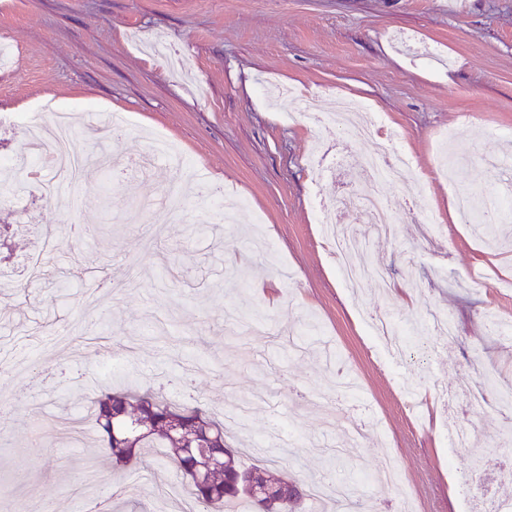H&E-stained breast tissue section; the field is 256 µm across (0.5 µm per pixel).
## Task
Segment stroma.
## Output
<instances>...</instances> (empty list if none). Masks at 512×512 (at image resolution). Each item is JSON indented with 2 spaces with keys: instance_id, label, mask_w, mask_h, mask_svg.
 I'll return each mask as SVG.
<instances>
[{
  "instance_id": "stroma-1",
  "label": "stroma",
  "mask_w": 512,
  "mask_h": 512,
  "mask_svg": "<svg viewBox=\"0 0 512 512\" xmlns=\"http://www.w3.org/2000/svg\"><path fill=\"white\" fill-rule=\"evenodd\" d=\"M1 45L11 59L0 62V157L26 150L28 121L49 123L38 106L52 101L78 109L81 152L91 130L123 120L109 153L120 165L143 159L145 172L109 183L89 173L71 208L35 197L0 206V409L13 416L0 424V512H75L126 482L117 512H181L160 450L116 471L98 462L90 422L75 440L46 431L122 375L219 416L233 397L265 392L246 432L225 429L242 465L299 480L333 473L351 486L352 512L512 502V441L494 388L457 413L478 432L485 500L456 491L470 457L450 447L433 393L476 369L512 384V247L489 250L448 211L455 190L492 196L512 182L499 167L512 159V0H0ZM344 95L372 108L418 176L385 187L391 233L345 212L367 243L355 262L388 282L355 295L317 211L354 195L377 145L359 126L302 115L306 97L330 108ZM158 133L188 168L148 160ZM317 157L325 171L312 168ZM179 176L220 184L248 209L193 235L206 218L196 194L179 215L144 204ZM430 213L440 222L429 234ZM114 214L124 222L103 246L110 264L93 240L45 252V228L61 237ZM137 224L159 225L150 247L132 238ZM228 307L264 318L266 333L231 335ZM429 310L454 323L452 344L422 325ZM369 312L392 316L403 355L375 350ZM389 456L405 492L367 478Z\"/></svg>"
}]
</instances>
